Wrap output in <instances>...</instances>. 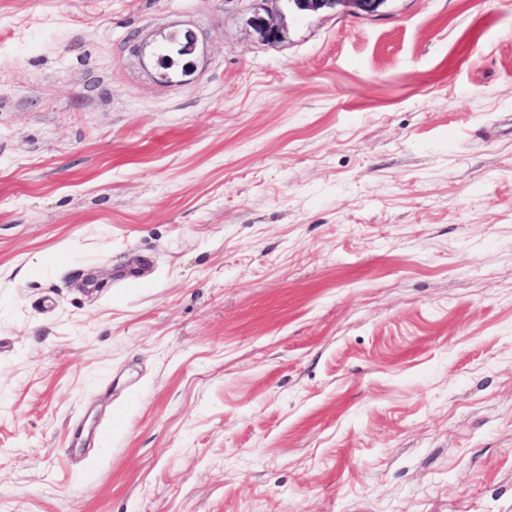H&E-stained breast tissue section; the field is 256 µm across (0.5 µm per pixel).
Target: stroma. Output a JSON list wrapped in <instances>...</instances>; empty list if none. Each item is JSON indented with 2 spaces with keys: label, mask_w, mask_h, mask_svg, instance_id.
Instances as JSON below:
<instances>
[{
  "label": "stroma",
  "mask_w": 512,
  "mask_h": 512,
  "mask_svg": "<svg viewBox=\"0 0 512 512\" xmlns=\"http://www.w3.org/2000/svg\"><path fill=\"white\" fill-rule=\"evenodd\" d=\"M254 7L0 0V512H512V0ZM295 6L299 10H319L322 8H331L336 10L337 7L346 9L354 8L366 15H372L386 2V0H293Z\"/></svg>",
  "instance_id": "obj_1"
}]
</instances>
